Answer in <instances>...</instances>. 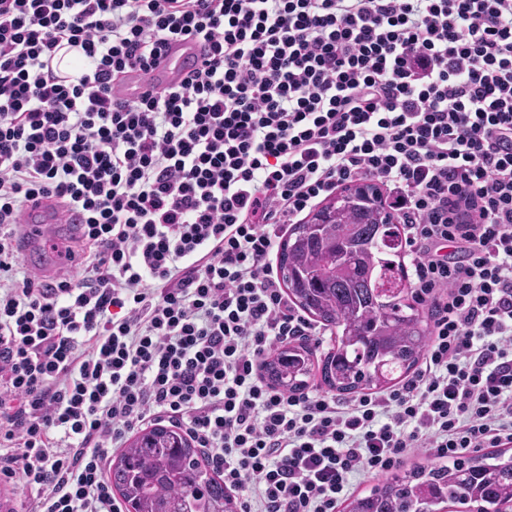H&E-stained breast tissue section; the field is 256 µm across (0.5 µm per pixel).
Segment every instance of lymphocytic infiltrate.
Returning <instances> with one entry per match:
<instances>
[{
	"instance_id": "1",
	"label": "lymphocytic infiltrate",
	"mask_w": 512,
	"mask_h": 512,
	"mask_svg": "<svg viewBox=\"0 0 512 512\" xmlns=\"http://www.w3.org/2000/svg\"><path fill=\"white\" fill-rule=\"evenodd\" d=\"M181 84L115 95L168 43ZM88 64L60 80L58 47ZM371 181L433 330L423 367L347 403L265 382L318 329L269 261L286 225ZM54 196L84 259L19 275ZM185 427L242 512H338L413 448L512 447V0H0V486L123 512L108 451ZM201 54V46L196 41L173 42L162 57L158 71L153 74L154 84L162 88L180 83L184 75L196 67Z\"/></svg>"
}]
</instances>
